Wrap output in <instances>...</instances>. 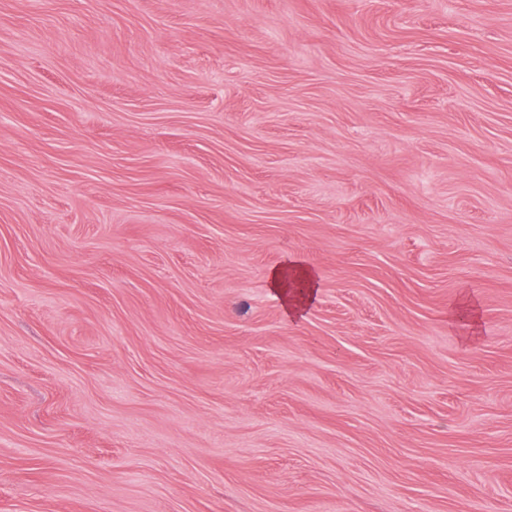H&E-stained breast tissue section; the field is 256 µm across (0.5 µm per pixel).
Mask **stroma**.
<instances>
[{"label": "stroma", "mask_w": 512, "mask_h": 512, "mask_svg": "<svg viewBox=\"0 0 512 512\" xmlns=\"http://www.w3.org/2000/svg\"><path fill=\"white\" fill-rule=\"evenodd\" d=\"M0 512H512V0H0ZM288 280L286 279V270L284 267H274L269 276L271 287L280 293H286L289 297L288 314L290 317L296 316L300 308L307 305L313 298L317 288L316 273L307 265L300 261H293L288 266ZM288 282L292 283L293 288L288 291Z\"/></svg>", "instance_id": "obj_1"}]
</instances>
